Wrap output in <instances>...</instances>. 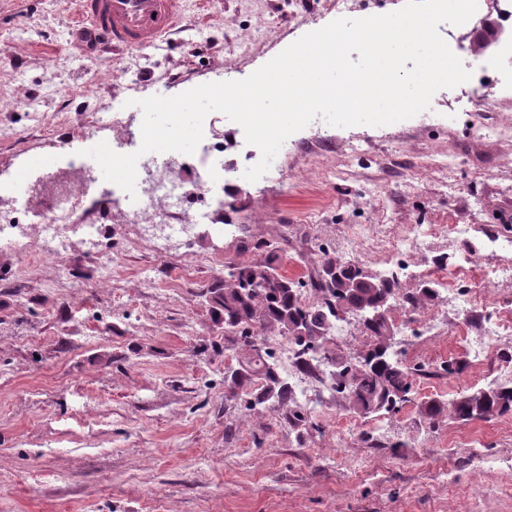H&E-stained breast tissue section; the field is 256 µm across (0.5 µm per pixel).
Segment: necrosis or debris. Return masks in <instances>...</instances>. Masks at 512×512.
I'll return each mask as SVG.
<instances>
[{"mask_svg": "<svg viewBox=\"0 0 512 512\" xmlns=\"http://www.w3.org/2000/svg\"><path fill=\"white\" fill-rule=\"evenodd\" d=\"M493 65L498 70L496 81L487 87V93L502 103L505 112L493 123L473 124L474 137H494L512 140V43L501 44L493 56ZM114 120L123 122L124 131L116 138L106 137L104 127L97 113H88L82 126V142L93 147L107 142L110 148L120 154L139 153L142 142L141 130L127 122L121 110H114ZM216 119L207 116L204 121V148L198 154L193 176L180 175L173 167L172 152L139 154L135 196L124 206L126 222L131 227L130 240L133 244H151L155 252L166 259H176L183 243L193 237L198 226L189 205L191 199H201L210 214L209 233L216 240H223L231 232V225L222 221L224 204L221 192L225 178L244 182L245 166L234 165L226 172H219L212 164L213 155L223 153L224 142L214 131ZM61 159L58 155L35 153L17 167L5 179H0V199L12 198L28 193L36 177L60 171ZM164 196L167 204L163 209H154L152 202L157 196ZM39 233L41 245L34 250L35 258L41 260L59 258L64 243L70 233L78 231L90 255H98L104 231L101 225L86 223L83 210L68 200L61 201L54 210L40 215ZM440 230L434 224H409L400 233H393L387 224H347L338 238L339 263H352L361 246L369 241L389 238L388 247L378 251L380 271L388 280H399L414 276L430 282L447 295L444 311L429 319L416 323L406 309H398L394 319L402 331L404 346L411 347L420 334L429 339L442 337L447 324H455L458 329V347L467 360L492 382L508 378L512 380V366L502 364L496 353L498 344L512 343V317L501 311L495 304L487 302L482 307H474L465 289L448 284V270L436 264L427 268L414 265V257H422L432 252L433 241ZM512 253V238L488 240L474 250L463 251L462 259L468 263H479L482 284L492 288L503 282L512 281V262L503 260V253ZM481 312L483 323L480 332H472L468 321L473 312ZM265 344L276 360L281 377L286 380L294 395L307 407H315L328 401L332 392L329 385L321 384L315 377L306 375L297 363V348L288 337L271 334Z\"/></svg>", "mask_w": 512, "mask_h": 512, "instance_id": "necrosis-or-debris-1", "label": "necrosis or debris"}]
</instances>
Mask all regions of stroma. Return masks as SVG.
Here are the masks:
<instances>
[{
	"label": "stroma",
	"instance_id": "1",
	"mask_svg": "<svg viewBox=\"0 0 512 512\" xmlns=\"http://www.w3.org/2000/svg\"><path fill=\"white\" fill-rule=\"evenodd\" d=\"M288 0H183L179 33L124 57L87 56L73 42V0H0V172L26 154L75 156L84 113L158 93L174 96L213 82L218 68L248 77L312 29L335 20L314 0L298 14ZM310 25H303L302 17ZM451 105L453 121L419 128L361 127L367 144L348 157L342 130L299 136L286 180L224 184V217L235 237L200 234L182 248L194 276L171 286L165 258L125 238L122 213L87 219L107 224L127 273L108 278L79 235L63 257L23 264L0 244V512H512L509 475H479L484 456L512 459L502 415L454 418L466 393L488 388L464 367L455 328L423 340L428 375L415 376V401L388 422L384 443L371 440L373 418L349 428L344 398L310 410L305 425L284 406L247 408L249 378L225 374L248 352L224 331L213 291L229 263L261 261L259 243L280 246L290 276H313L336 256L346 224H473L477 238L512 235L498 215L512 206V145L472 140L469 98ZM456 165L431 175V155ZM387 172L391 191L372 198L366 185ZM156 285L144 287L143 276ZM448 276L482 305L512 311V283L488 290L478 267L453 262ZM444 408L429 429V402ZM481 432V446L468 441ZM402 442L399 453L390 445Z\"/></svg>",
	"mask_w": 512,
	"mask_h": 512
}]
</instances>
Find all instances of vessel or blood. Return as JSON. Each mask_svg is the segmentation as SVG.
<instances>
[{
    "label": "vessel or blood",
    "instance_id": "obj_1",
    "mask_svg": "<svg viewBox=\"0 0 512 512\" xmlns=\"http://www.w3.org/2000/svg\"><path fill=\"white\" fill-rule=\"evenodd\" d=\"M182 0H77L83 23L124 53L155 46L176 29Z\"/></svg>",
    "mask_w": 512,
    "mask_h": 512
}]
</instances>
